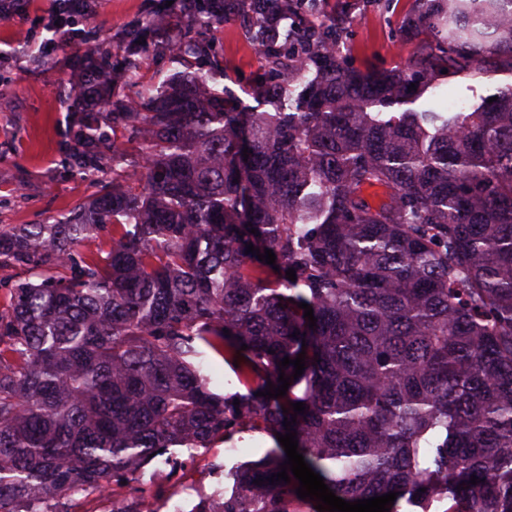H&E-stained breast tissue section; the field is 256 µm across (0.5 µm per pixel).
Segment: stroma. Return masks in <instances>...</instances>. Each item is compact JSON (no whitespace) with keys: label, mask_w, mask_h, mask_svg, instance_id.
Segmentation results:
<instances>
[{"label":"stroma","mask_w":512,"mask_h":512,"mask_svg":"<svg viewBox=\"0 0 512 512\" xmlns=\"http://www.w3.org/2000/svg\"><path fill=\"white\" fill-rule=\"evenodd\" d=\"M413 0H305L297 18L301 23L335 20L345 28L342 53L359 69L389 70L405 65L422 43L400 31L403 15ZM47 0H18L9 18H0V225L50 224L76 205L89 201L97 185L67 161L74 98L81 72L78 61L87 46H96L114 68L113 101L135 97L141 86L165 78L189 79L198 59H174L171 38L180 36L188 17L199 14L190 0H99L97 7L78 17L65 33L50 36ZM240 4H233L222 22L208 28L210 56L221 62L211 89L234 92L247 106L271 110L258 100L256 86L264 80V63L246 34ZM163 15L165 28L147 27L148 19ZM146 30L145 44L130 55L127 34ZM39 55L37 64L19 61L17 54ZM138 68H129L130 58ZM512 84V72L491 68L480 74H451L440 81L434 96L422 97L415 107H470ZM237 455L217 447L201 454L207 491L223 488V467L244 465L275 450L269 435L236 434Z\"/></svg>","instance_id":"stroma-1"}]
</instances>
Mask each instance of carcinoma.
Segmentation results:
<instances>
[{
	"label": "carcinoma",
	"instance_id": "cac0c4a2",
	"mask_svg": "<svg viewBox=\"0 0 512 512\" xmlns=\"http://www.w3.org/2000/svg\"><path fill=\"white\" fill-rule=\"evenodd\" d=\"M214 2L186 27L223 19ZM241 2L277 27L297 9ZM401 26L427 36L422 57L382 72L345 63L334 21L255 39L273 112L211 92L208 72L143 86L117 113L137 158L112 149L110 180L96 113H75L68 161L97 196L54 224L0 225V267L26 274L0 308V512H73L173 448L283 435L292 417L342 499L512 512V86L469 112L386 113L444 70L512 71V0H413ZM83 66L104 93L102 57ZM104 224L106 256L74 262ZM250 243L274 252L278 278ZM302 351L300 377L279 369ZM209 353L247 393L210 390ZM282 372L286 395H257ZM285 460L236 471L230 497L192 512H319L293 473L270 481ZM112 512L150 504L117 497Z\"/></svg>",
	"mask_w": 512,
	"mask_h": 512
}]
</instances>
